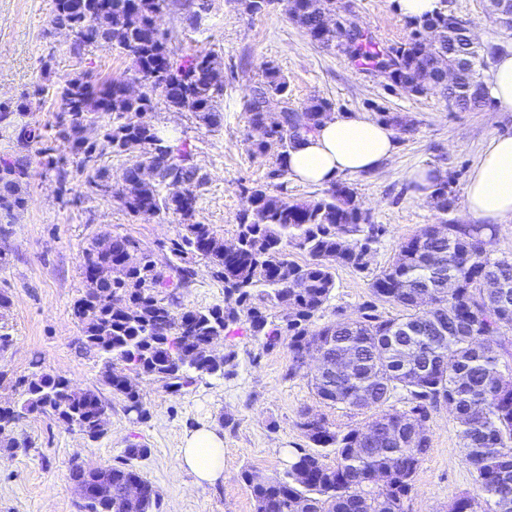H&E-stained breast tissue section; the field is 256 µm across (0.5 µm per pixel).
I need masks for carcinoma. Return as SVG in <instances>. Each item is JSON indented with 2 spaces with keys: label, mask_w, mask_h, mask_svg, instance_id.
<instances>
[{
  "label": "carcinoma",
  "mask_w": 512,
  "mask_h": 512,
  "mask_svg": "<svg viewBox=\"0 0 512 512\" xmlns=\"http://www.w3.org/2000/svg\"><path fill=\"white\" fill-rule=\"evenodd\" d=\"M171 0H56L53 25H70L73 50L93 43L106 45L128 57L141 90L128 91L129 79L98 81L82 72L38 94L52 92L61 106L58 138L83 167L95 169L90 186L101 191L110 173L95 167L106 148L137 154L139 161L125 172L121 205L135 215L173 212L181 217L185 233L171 242L161 260L126 236L112 237V252L91 243L83 253L86 293L73 314L81 324L83 349L103 361V381L126 402L127 410L145 414L138 377L165 379L179 372L222 375L235 353L210 355L215 342L232 325L248 326L263 347L277 346L288 337V375L304 369L308 352H320L330 362L345 354L355 363L353 376L334 367L306 373L316 396L329 408L350 411L376 409L365 427L343 431L321 414L302 413L300 427L317 448H332L336 463L328 465L320 452L295 449L284 475L244 480L255 500L256 512H403L404 499L429 448L428 437L418 436L414 421L425 422L429 410L440 404L453 408L461 427L466 461L476 473L481 495L493 503L492 512H512V377L501 370V360L512 357V258H492L488 251V224H444L424 229L400 243L390 265L374 274L370 288L376 300L399 308L396 317H384L375 303L363 305L357 319L338 318L310 329L335 286L338 265L359 272L369 270L372 244L384 228L371 224L355 192L335 183L311 201L273 194L263 186L249 190V208L238 216L239 247L224 251V240L210 225L195 221L197 190L206 177L192 163L184 144L163 142L142 121L158 101L177 112H192L209 126L223 120V66L213 52L176 59L167 36L155 26L156 17ZM494 21L512 30V0L489 5ZM290 16L309 39L334 47L350 61L386 73L388 88L415 96L440 95L460 111L481 110L491 104L481 70L497 48L470 44L466 21L448 11V0L431 16L406 20V39L382 47L373 35L357 27L349 5L342 0H293ZM468 64L464 82L451 88L440 83L434 61L443 58L455 67L457 57ZM30 109L25 98L15 108L0 106V123L15 139L39 146L43 164L57 168L55 148L43 145L44 134L35 124L7 122L9 114ZM333 110L332 104L311 99L300 109L288 106V81L275 67L245 101L249 123L262 132L254 152L274 158L268 178L286 174L282 158L304 134L316 129ZM158 142L161 151L153 148ZM28 172L25 156L0 158V205L22 209V185ZM435 209L448 213L455 198L442 180L431 194ZM305 252L299 264L289 249ZM191 255L213 265L224 283V306L178 308L174 291L192 276L185 266ZM306 287L288 291L291 280ZM107 288L122 298L115 310L101 301ZM288 302L281 323L268 311ZM25 399L0 407V423L10 422V411L46 412L72 419L97 439L105 431V404L92 390H70L69 381L50 373L25 381ZM406 392L407 411L384 410L397 390ZM148 449L132 444L119 466L84 472L78 464L69 480L105 490L83 504L84 512H153L158 498L132 504L124 496L133 483H149L132 461ZM383 487L375 489L376 480Z\"/></svg>",
  "instance_id": "cac0c4a2"
}]
</instances>
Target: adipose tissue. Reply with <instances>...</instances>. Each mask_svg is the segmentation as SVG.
Segmentation results:
<instances>
[{"instance_id":"adipose-tissue-1","label":"adipose tissue","mask_w":512,"mask_h":512,"mask_svg":"<svg viewBox=\"0 0 512 512\" xmlns=\"http://www.w3.org/2000/svg\"><path fill=\"white\" fill-rule=\"evenodd\" d=\"M395 129L354 113L331 115L314 133L289 149L284 163L299 182L327 186L343 174L377 169L395 148ZM471 216L499 222L512 217V132L494 134L465 188ZM181 469L198 486L224 480V440L218 429L201 425L187 431L178 456Z\"/></svg>"}]
</instances>
